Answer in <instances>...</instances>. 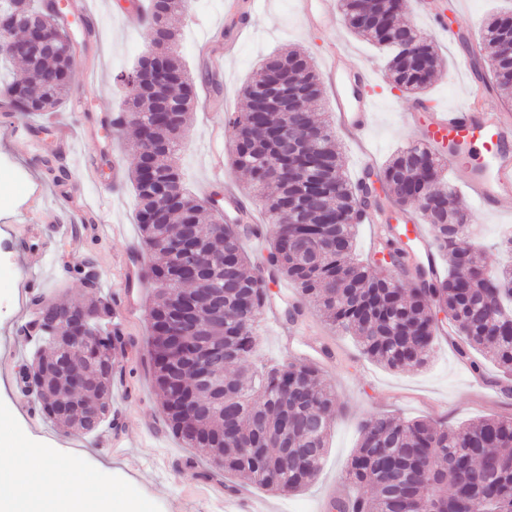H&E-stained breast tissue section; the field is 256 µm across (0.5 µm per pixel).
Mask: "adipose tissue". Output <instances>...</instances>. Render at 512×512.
I'll use <instances>...</instances> for the list:
<instances>
[{"mask_svg": "<svg viewBox=\"0 0 512 512\" xmlns=\"http://www.w3.org/2000/svg\"><path fill=\"white\" fill-rule=\"evenodd\" d=\"M132 512L110 488L86 490L84 477L42 449L0 438V512Z\"/></svg>", "mask_w": 512, "mask_h": 512, "instance_id": "1", "label": "adipose tissue"}]
</instances>
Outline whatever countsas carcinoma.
<instances>
[{"label":"carcinoma","instance_id":"obj_1","mask_svg":"<svg viewBox=\"0 0 512 512\" xmlns=\"http://www.w3.org/2000/svg\"><path fill=\"white\" fill-rule=\"evenodd\" d=\"M352 32L388 52L390 85L403 93L425 91L444 68L431 40L399 21L406 0H339ZM5 11L42 18L48 40H71L69 30L89 35L82 16L72 24L57 0H0ZM187 0H150L145 25L166 52L160 64L170 76L167 94L131 83L133 72L115 76L145 128L134 123L135 163L131 171L136 213L149 260L142 277L158 285L148 310L153 380L171 433L190 448H201L213 464L246 484L294 493L317 476L337 405L334 386L311 360L250 363L255 323L267 300V286L289 281L315 302L332 328L353 335L362 353L389 369L422 367L431 357L442 312L463 335L461 357L485 353L512 379V319L499 317L496 304L512 315V263L491 275L482 261L484 246L469 244L458 224L471 219L456 205V194L441 187L439 156L411 144L398 149L378 170L357 183L346 178L329 121L315 112L322 83L309 57L298 49L280 51L262 62L243 89L244 107L229 118L236 132L232 167L248 174L252 192L268 214L272 247L266 264L251 268L242 239L257 233L247 216L229 218L224 228L203 227L212 198L191 195L179 168L181 131L195 96V81L176 46L180 33L170 18ZM503 13L485 29L490 45L489 75L501 100L512 103V66L505 59ZM0 59L31 72L26 82L0 83V99L28 115L54 111L68 96L74 54L36 58L0 50ZM288 77L298 92L295 111L263 106L259 82ZM290 131L296 148L271 161L280 134ZM441 205L431 206L429 194ZM395 216L410 210L431 226L435 250L448 259V276L432 278L410 254L397 228L382 251L404 278L373 272L375 260L355 253L362 213ZM89 323L97 341L85 350L56 340L68 325L46 336L30 366L38 369L36 395L42 413L67 431L84 428L87 411L111 408V367L121 348L108 354L112 302L91 297ZM344 480L355 494L329 504L334 512H512V417L483 418L469 425L427 419L403 420L370 414L360 423V442Z\"/></svg>","mask_w":512,"mask_h":512}]
</instances>
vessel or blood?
<instances>
[{
	"mask_svg": "<svg viewBox=\"0 0 512 512\" xmlns=\"http://www.w3.org/2000/svg\"><path fill=\"white\" fill-rule=\"evenodd\" d=\"M305 26L318 23L332 9L331 0H298ZM325 73L336 85L339 125L361 133L375 116L365 94L371 72L351 61L343 47L327 54ZM471 102L448 109L430 110L427 103L411 105L403 115L413 127L425 129L424 146L436 151L453 170L464 173L463 185L486 218L512 214V113L499 111L481 84H473ZM406 232L417 249L419 261L432 276H439L438 255L423 225L408 221Z\"/></svg>",
	"mask_w": 512,
	"mask_h": 512,
	"instance_id": "obj_1",
	"label": "vessel or blood"
}]
</instances>
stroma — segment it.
Wrapping results in <instances>:
<instances>
[{
    "label": "stroma",
    "mask_w": 512,
    "mask_h": 512,
    "mask_svg": "<svg viewBox=\"0 0 512 512\" xmlns=\"http://www.w3.org/2000/svg\"><path fill=\"white\" fill-rule=\"evenodd\" d=\"M137 0H88L95 33L78 48L70 94L50 116H26L0 111V436H12L46 449L84 474L90 486H111L114 494L136 512H211L218 496L244 492L263 500L271 512H329V501L344 494V474L358 445L359 424L372 413H390L403 419L432 418L449 425L474 422L482 417H512V394L504 393L494 379L497 369L483 360L474 371L457 352L463 340L452 332L438 336L431 362L425 367L390 370L369 360L355 339L331 329L310 300L296 294L288 282L273 286L271 301L277 309L299 305L296 322L278 326L264 320L256 327L253 363H275L309 358L314 341H323L327 355L320 359L327 381L336 390L340 407L331 426L325 456L315 480L292 495L257 486H238L212 467L207 454L187 447L168 430L154 388L147 344V311L155 295L153 284L137 273L148 261L136 224L137 202L129 182L134 157L128 141L132 127L115 132L109 118L121 109L123 88L116 74L134 68L150 45L145 27H131L127 14ZM226 0H192L191 10L174 23L182 36L178 52L192 75L204 72L203 54L224 28ZM447 16L448 32H440L420 15L416 0H406L402 19L438 46L445 68L439 79L421 95L435 105L454 107L465 99L466 79L459 71V56L478 59L488 54L484 29L502 0H439ZM247 30L224 60L215 85L198 84L186 124L179 165L183 180L196 195L233 191L251 207L257 222H264L263 206L247 187L245 176L225 167L221 178L209 177L204 147L212 125L222 124L219 147L230 151L235 130L228 116L244 106L242 89L254 68L272 52L303 48L315 67H322L326 49L345 47L369 67L374 81L367 94L376 103L372 129L361 137L337 131L350 180L362 176L363 158L372 154L384 162L398 147L415 142L420 134L402 118L412 96L392 89L387 53L356 36L340 9H333L318 27L306 28L296 0H267L257 12H248ZM465 34V41L449 42V33ZM35 124L34 142L21 140L18 126ZM68 137L70 152L60 155L57 142ZM98 169L86 166L87 159ZM86 187V202L96 214L92 230L60 232V221L70 183ZM50 254L62 276L43 268V298L49 302H81L89 291L69 273V266L93 256L100 272L99 295L114 300L128 341L121 360L123 370L112 378V423L93 434L75 436L46 419L24 394L18 373L34 349L17 329L31 317L29 297L21 273L34 256ZM132 314H124L125 306Z\"/></svg>",
    "instance_id": "obj_1"
}]
</instances>
